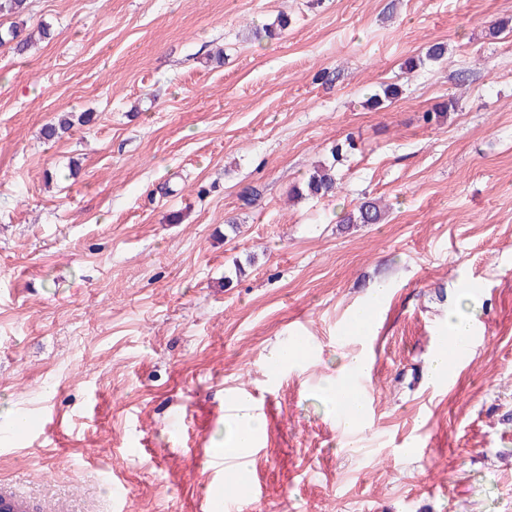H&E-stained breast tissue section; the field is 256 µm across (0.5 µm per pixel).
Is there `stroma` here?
<instances>
[{"mask_svg": "<svg viewBox=\"0 0 512 512\" xmlns=\"http://www.w3.org/2000/svg\"><path fill=\"white\" fill-rule=\"evenodd\" d=\"M282 12V35L249 38ZM24 19L53 38L0 47V493L31 512H512V0H28ZM386 84L398 98L369 109ZM70 112L93 120L45 140ZM331 162L336 197L290 202ZM366 197L382 223L342 229ZM381 280L376 327L351 335ZM461 308L481 337L432 385ZM298 334L304 362L270 370ZM361 351L355 439L321 389ZM240 394L266 422L241 496L211 470ZM451 344L448 339V351L435 348L428 362V372L433 380L449 379L453 374L456 366V360L448 356V352L454 351L450 348Z\"/></svg>", "mask_w": 512, "mask_h": 512, "instance_id": "stroma-1", "label": "stroma"}]
</instances>
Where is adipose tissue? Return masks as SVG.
I'll return each instance as SVG.
<instances>
[{"mask_svg": "<svg viewBox=\"0 0 512 512\" xmlns=\"http://www.w3.org/2000/svg\"><path fill=\"white\" fill-rule=\"evenodd\" d=\"M371 363L363 356L350 357L342 366L339 375L328 378L323 386L325 398L336 409L345 432L355 434L369 424V408L364 394L349 385L351 376L369 372ZM237 412L231 426V434L224 443L215 448V455H228L233 468L245 467L250 451L264 435V426L259 415L251 409L246 396L236 400Z\"/></svg>", "mask_w": 512, "mask_h": 512, "instance_id": "adipose-tissue-1", "label": "adipose tissue"}]
</instances>
